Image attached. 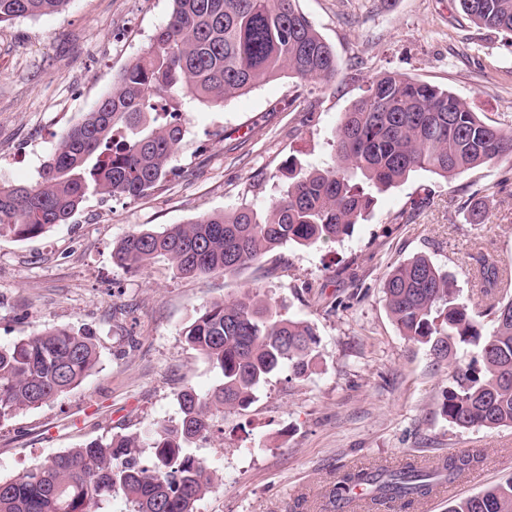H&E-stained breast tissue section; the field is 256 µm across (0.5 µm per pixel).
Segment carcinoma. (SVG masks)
Wrapping results in <instances>:
<instances>
[{"instance_id":"carcinoma-1","label":"carcinoma","mask_w":512,"mask_h":512,"mask_svg":"<svg viewBox=\"0 0 512 512\" xmlns=\"http://www.w3.org/2000/svg\"><path fill=\"white\" fill-rule=\"evenodd\" d=\"M69 2L0 0V24L55 14ZM297 2L173 0L167 23L61 137L36 185L0 187V233L41 236L69 223L91 192L136 198L154 191L183 139L168 120L176 96L218 107L285 73L305 83L335 80L336 53ZM458 3L476 24L512 36V0ZM504 157H512L511 129L485 123L445 88L385 72L339 117L332 165L291 177L260 211L247 206L161 232H132L113 260L141 268L163 257L177 275H233L285 245L345 240L365 220L374 194L416 170L448 179ZM476 270L487 297L512 286L495 258L479 255ZM381 293L403 336L428 346L438 361H455L442 406L448 422L465 430L512 427V298L473 309L458 301L453 276L425 255L391 267ZM183 337L221 372L215 390L181 392L173 424L67 448L0 478V512H99L116 494L132 512H196L215 475L188 445L210 436L224 412L250 405L270 375H308L319 346L308 321L283 316L250 288L200 307ZM98 361L93 336L68 327L0 346V422L65 395ZM480 462V454L465 451L429 465L349 469L336 477L325 510L354 512L351 494L359 488L373 512H415ZM451 512H512V480L459 500Z\"/></svg>"}]
</instances>
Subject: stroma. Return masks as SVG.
I'll list each match as a JSON object with an SVG mask.
<instances>
[{
  "label": "stroma",
  "instance_id": "1",
  "mask_svg": "<svg viewBox=\"0 0 512 512\" xmlns=\"http://www.w3.org/2000/svg\"><path fill=\"white\" fill-rule=\"evenodd\" d=\"M333 47L329 83L280 77L221 107L181 102L173 171L138 198L88 194L69 223L0 234V345L48 327L94 336L99 363L75 389L0 423V477L116 432L179 417L177 396L221 374L182 336L205 303L250 286L320 339L312 372L271 376L248 408L193 451L215 471L196 512H322L339 472L476 451L482 461L417 512L512 479V427L461 430L442 413L454 366L402 336L381 298L391 266L422 254L452 273L459 301L484 305L473 255L512 269V158L447 180L427 171L378 195L340 243L283 247L234 275L175 276L166 259L114 264L131 232L261 206L288 167H325L339 115L383 72L448 88L487 124L512 129V40L477 27L457 0H298ZM172 0H71L0 26V186L35 185L61 136L150 44Z\"/></svg>",
  "mask_w": 512,
  "mask_h": 512
}]
</instances>
